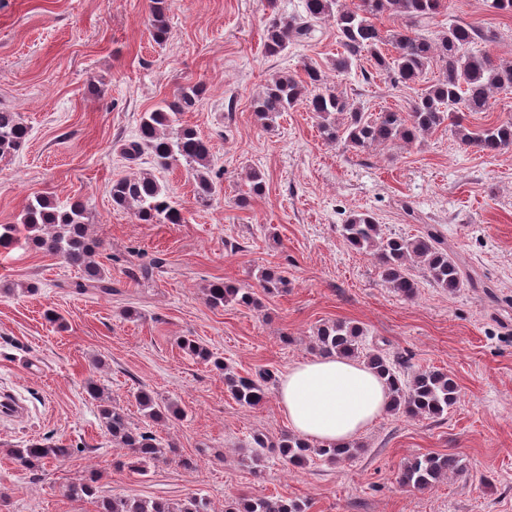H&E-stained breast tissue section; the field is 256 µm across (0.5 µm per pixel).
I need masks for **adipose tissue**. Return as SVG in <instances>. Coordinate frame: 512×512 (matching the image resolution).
<instances>
[{
  "mask_svg": "<svg viewBox=\"0 0 512 512\" xmlns=\"http://www.w3.org/2000/svg\"><path fill=\"white\" fill-rule=\"evenodd\" d=\"M278 401L297 435L333 445L355 439L383 415L389 390L364 364L325 356L289 367L280 378Z\"/></svg>",
  "mask_w": 512,
  "mask_h": 512,
  "instance_id": "obj_1",
  "label": "adipose tissue"
}]
</instances>
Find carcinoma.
<instances>
[{
    "instance_id": "cac0c4a2",
    "label": "carcinoma",
    "mask_w": 512,
    "mask_h": 512,
    "mask_svg": "<svg viewBox=\"0 0 512 512\" xmlns=\"http://www.w3.org/2000/svg\"><path fill=\"white\" fill-rule=\"evenodd\" d=\"M447 0H359L349 8L341 0H303V13L289 20L275 19L266 28L265 47L270 55L283 52L288 44L309 37L312 25L330 21L343 47L332 62L338 74L348 73L366 53L376 70L396 83L420 81L429 68L438 65L442 77L428 85L414 99L409 112H380L374 116L355 105L347 97L326 86L320 67L308 64L305 78L282 75L273 79L256 100L255 116L268 127L300 102L319 119L322 138L328 143L342 141L356 150L402 142L415 144L425 136L450 125L466 146L486 155L512 149V121L475 125L469 116L488 112L496 96L512 92V60H495L479 43L486 35L477 28L450 22L446 30L431 40L420 32L428 21L447 9ZM169 0H150L148 25L157 43L168 35ZM388 14L404 20V25L386 34L374 19ZM204 94L196 83L177 88L171 98L162 100L154 109L141 115L137 136L120 146L123 157L137 163L145 153L151 155L156 169L166 170L175 164L185 167L193 179L198 204L208 206L219 192L213 174L211 145L195 129L178 126L179 116L191 111ZM28 129L16 112L0 111V159L18 152L26 143ZM248 192L237 198L241 208L251 206L253 198L265 190V177L259 171L248 175ZM112 202L131 211L144 224H182L183 208L150 172L122 178L112 183ZM22 224L28 241L37 249L62 258L84 273L88 286L103 294L112 293V281L95 260L100 241L89 231V216L84 202L59 203L54 197L35 194L28 200ZM348 246L370 255L385 285L406 299L416 295L418 283L411 269L418 266L436 287L452 295L462 288L466 272L463 264L448 253V245L433 229L406 238L387 236L373 214L357 212L341 226ZM258 280L269 293L288 289L287 277L274 271H263ZM206 300L213 307L237 303L260 307L250 289L217 281L206 289ZM364 328L350 321L324 323L314 332L312 349L323 356L355 359L359 354ZM182 349L208 362L209 354L191 339L181 342ZM213 361V360H211ZM367 367L379 374L390 392L388 411L406 417L435 418L454 405L458 387L448 374L440 370H424L406 379L381 354L367 357ZM213 366L224 372V386L243 407L254 408L267 399L276 375L260 369L252 375L235 373L226 363L216 359ZM90 398L99 401V417L112 443L128 451L122 465L142 474L155 463L177 455V448L164 445L150 430L135 425L123 408L103 396L101 387L87 381ZM136 400L144 417L159 421L165 414L179 416L183 411L171 405L160 408L153 396L141 391ZM363 445L354 440L343 446L313 445L296 434L288 433L272 442L265 436H253L250 459L257 464L273 454L283 461L302 467L316 455L329 463L354 457ZM12 458L24 467L49 459L72 455V448L63 443L32 441L24 448L10 449ZM465 472L460 456L454 453L425 454L408 460L401 468L400 481L417 490L452 479ZM98 477L94 474L66 485L65 493L72 500L97 499ZM99 512H210L208 502L190 496L178 502L106 497L98 499ZM305 501L275 499L242 494L224 506V512H308Z\"/></svg>"
}]
</instances>
